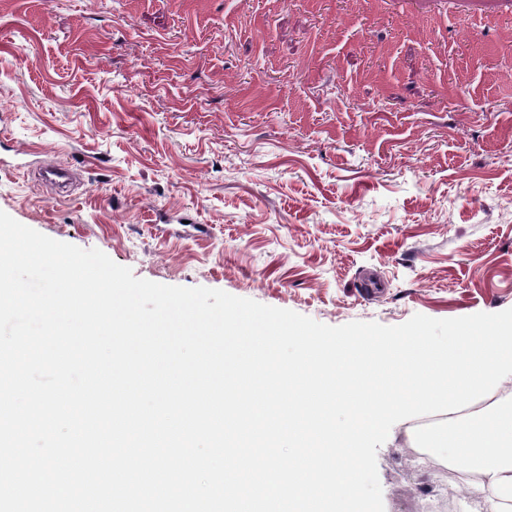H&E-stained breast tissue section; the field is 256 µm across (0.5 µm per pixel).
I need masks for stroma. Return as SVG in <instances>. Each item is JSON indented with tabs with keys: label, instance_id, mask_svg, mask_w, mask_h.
<instances>
[{
	"label": "stroma",
	"instance_id": "obj_1",
	"mask_svg": "<svg viewBox=\"0 0 512 512\" xmlns=\"http://www.w3.org/2000/svg\"><path fill=\"white\" fill-rule=\"evenodd\" d=\"M0 146V211L141 279L329 326L512 308V0H0ZM409 426L385 512H491Z\"/></svg>",
	"mask_w": 512,
	"mask_h": 512
}]
</instances>
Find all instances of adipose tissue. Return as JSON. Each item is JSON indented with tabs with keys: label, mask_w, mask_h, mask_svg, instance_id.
<instances>
[{
	"label": "adipose tissue",
	"mask_w": 512,
	"mask_h": 512,
	"mask_svg": "<svg viewBox=\"0 0 512 512\" xmlns=\"http://www.w3.org/2000/svg\"><path fill=\"white\" fill-rule=\"evenodd\" d=\"M428 442L438 457L464 461L475 486L497 497L495 512H502L503 501H512V408L471 416L449 427L447 435L429 434Z\"/></svg>",
	"instance_id": "ef3b65f1"
}]
</instances>
